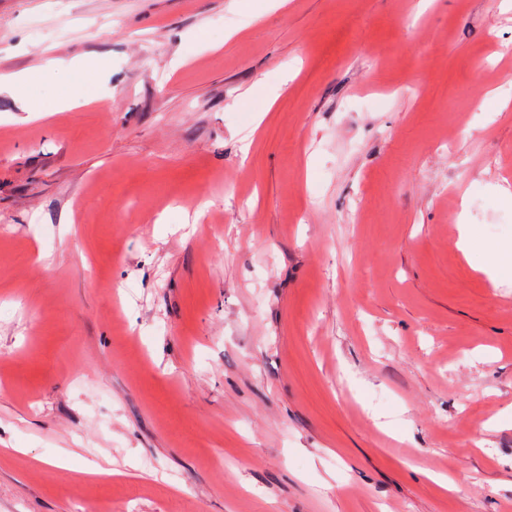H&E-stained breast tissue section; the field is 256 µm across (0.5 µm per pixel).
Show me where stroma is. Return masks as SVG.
<instances>
[{"mask_svg": "<svg viewBox=\"0 0 512 512\" xmlns=\"http://www.w3.org/2000/svg\"><path fill=\"white\" fill-rule=\"evenodd\" d=\"M19 71L0 512H512L504 0H0Z\"/></svg>", "mask_w": 512, "mask_h": 512, "instance_id": "35a3bbf8", "label": "stroma"}]
</instances>
